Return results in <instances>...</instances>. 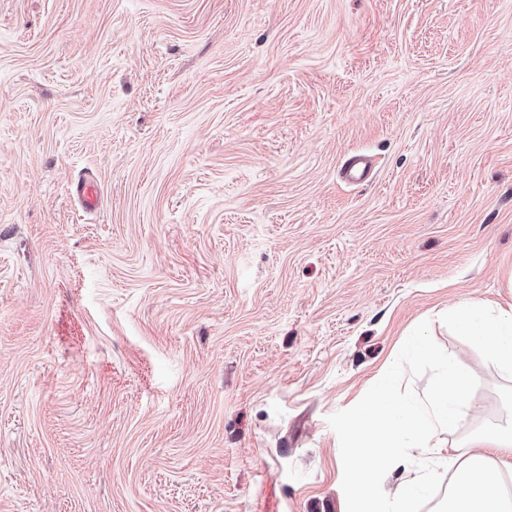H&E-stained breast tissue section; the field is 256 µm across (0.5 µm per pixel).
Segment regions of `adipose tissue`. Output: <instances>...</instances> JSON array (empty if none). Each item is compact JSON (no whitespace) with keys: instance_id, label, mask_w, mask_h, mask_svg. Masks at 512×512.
Segmentation results:
<instances>
[{"instance_id":"obj_1","label":"adipose tissue","mask_w":512,"mask_h":512,"mask_svg":"<svg viewBox=\"0 0 512 512\" xmlns=\"http://www.w3.org/2000/svg\"><path fill=\"white\" fill-rule=\"evenodd\" d=\"M458 333L487 354L498 372L512 378V308L470 300L450 311ZM473 454L457 467L448 497L438 512H512L496 477L499 464L512 458V408L495 431L472 437Z\"/></svg>"}]
</instances>
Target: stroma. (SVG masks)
I'll return each mask as SVG.
<instances>
[{"label": "stroma", "instance_id": "1", "mask_svg": "<svg viewBox=\"0 0 512 512\" xmlns=\"http://www.w3.org/2000/svg\"><path fill=\"white\" fill-rule=\"evenodd\" d=\"M473 299L512 0H0V512H346L327 418L425 320L479 381L451 482L512 400ZM76 194L85 211H96L100 206L101 190L97 182L85 180L76 186Z\"/></svg>", "mask_w": 512, "mask_h": 512}]
</instances>
